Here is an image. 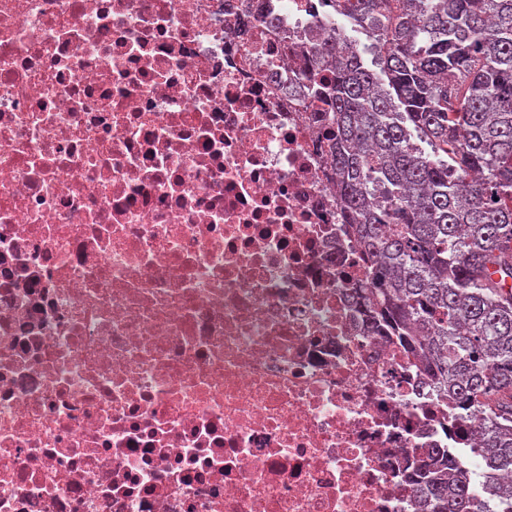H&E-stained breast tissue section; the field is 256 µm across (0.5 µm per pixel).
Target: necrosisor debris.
<instances>
[{"mask_svg":"<svg viewBox=\"0 0 512 512\" xmlns=\"http://www.w3.org/2000/svg\"><path fill=\"white\" fill-rule=\"evenodd\" d=\"M345 0H0V512H427L449 405L351 298Z\"/></svg>","mask_w":512,"mask_h":512,"instance_id":"4bbe7bcc","label":"necrosis or debris"}]
</instances>
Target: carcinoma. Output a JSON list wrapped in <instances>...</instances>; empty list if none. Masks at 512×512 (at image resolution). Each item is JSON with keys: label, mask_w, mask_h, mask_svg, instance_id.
Returning <instances> with one entry per match:
<instances>
[{"label": "carcinoma", "mask_w": 512, "mask_h": 512, "mask_svg": "<svg viewBox=\"0 0 512 512\" xmlns=\"http://www.w3.org/2000/svg\"><path fill=\"white\" fill-rule=\"evenodd\" d=\"M380 53L343 31L310 48L333 78L337 201L366 249L352 288L370 331L418 357L485 460L512 470V0H348ZM409 475L429 512H487L446 448Z\"/></svg>", "instance_id": "1"}]
</instances>
